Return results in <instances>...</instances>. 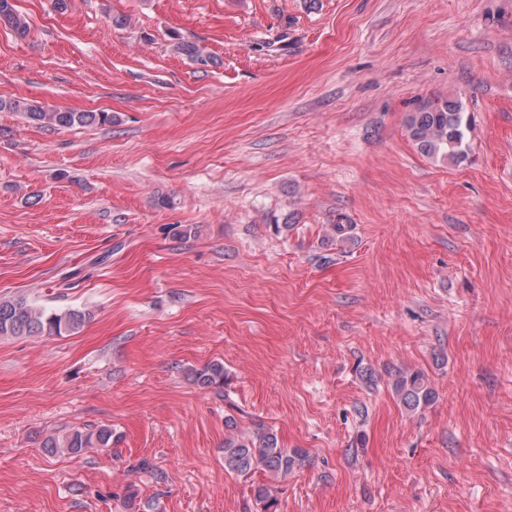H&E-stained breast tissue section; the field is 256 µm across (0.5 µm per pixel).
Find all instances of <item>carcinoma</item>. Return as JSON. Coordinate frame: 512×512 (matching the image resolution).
Segmentation results:
<instances>
[{"label":"carcinoma","instance_id":"1","mask_svg":"<svg viewBox=\"0 0 512 512\" xmlns=\"http://www.w3.org/2000/svg\"><path fill=\"white\" fill-rule=\"evenodd\" d=\"M0 25L17 35L27 33L26 20L17 13L9 0H0ZM173 50L187 59L205 66L219 65L217 59L205 53L195 42L179 40ZM0 111L20 112L27 119L47 127L68 128L88 125H110L109 112H71L33 105L19 99H0ZM407 136L418 152L436 162L461 164L468 157V133L471 118L462 103L450 97L426 103L411 113L405 122ZM90 313L77 308L39 305L25 296L0 299V339L9 337L64 336L76 333ZM193 381L204 388H224V364L211 362L191 372ZM392 388L403 406L410 411L424 409L436 398L434 389L420 371H402L395 375ZM112 446V429L74 428L62 436L50 435L42 442L49 454L63 451L80 457L91 448ZM303 448H283L276 434L259 430L251 436L224 438V470L246 477L258 470L285 477L308 462ZM253 497L264 512H276L277 499L269 486L256 485Z\"/></svg>","mask_w":512,"mask_h":512}]
</instances>
